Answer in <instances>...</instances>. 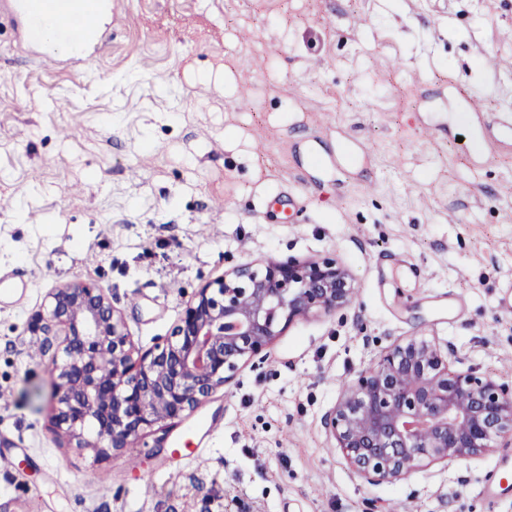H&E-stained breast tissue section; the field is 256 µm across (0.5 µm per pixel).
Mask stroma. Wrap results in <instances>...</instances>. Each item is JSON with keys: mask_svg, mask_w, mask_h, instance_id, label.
Segmentation results:
<instances>
[{"mask_svg": "<svg viewBox=\"0 0 512 512\" xmlns=\"http://www.w3.org/2000/svg\"><path fill=\"white\" fill-rule=\"evenodd\" d=\"M509 119L512 0H113L83 70L0 14V512H512V441L370 484L324 425L414 336L512 387ZM325 256L354 302L162 440L97 463L56 431L51 288H102L147 350L233 266Z\"/></svg>", "mask_w": 512, "mask_h": 512, "instance_id": "35a3bbf8", "label": "stroma"}]
</instances>
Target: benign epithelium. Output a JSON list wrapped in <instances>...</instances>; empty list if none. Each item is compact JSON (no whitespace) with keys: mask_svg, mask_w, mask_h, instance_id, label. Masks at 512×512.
<instances>
[{"mask_svg":"<svg viewBox=\"0 0 512 512\" xmlns=\"http://www.w3.org/2000/svg\"><path fill=\"white\" fill-rule=\"evenodd\" d=\"M354 296L336 259L241 263L195 290L170 336L138 348L102 289H52L41 350L51 365L55 424L102 462L131 441L168 430L234 377L298 318L332 312ZM103 358L111 360L107 373ZM326 425L348 467L367 482L397 478L422 461L464 460L512 437V391L453 368L432 342L390 347L342 393Z\"/></svg>","mask_w":512,"mask_h":512,"instance_id":"benign-epithelium-1","label":"benign epithelium"}]
</instances>
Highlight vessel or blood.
<instances>
[{
    "label": "vessel or blood",
    "mask_w": 512,
    "mask_h": 512,
    "mask_svg": "<svg viewBox=\"0 0 512 512\" xmlns=\"http://www.w3.org/2000/svg\"><path fill=\"white\" fill-rule=\"evenodd\" d=\"M19 17L35 54L45 63L60 57L90 63L112 18V0H0Z\"/></svg>",
    "instance_id": "vessel-or-blood-1"
}]
</instances>
